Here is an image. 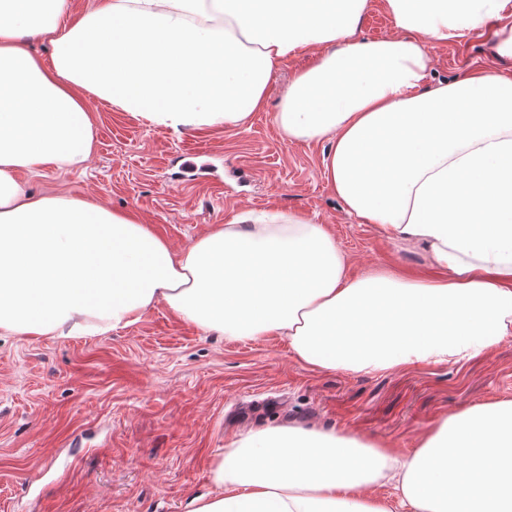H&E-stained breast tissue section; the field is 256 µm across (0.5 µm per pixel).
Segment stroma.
Instances as JSON below:
<instances>
[{
    "mask_svg": "<svg viewBox=\"0 0 512 512\" xmlns=\"http://www.w3.org/2000/svg\"><path fill=\"white\" fill-rule=\"evenodd\" d=\"M427 50L431 85L485 70L512 76V59L485 33ZM318 54L306 49L273 75L265 111L241 128L176 134L89 100L97 143L88 161L19 178L42 195L134 209L177 252L216 225L282 212L325 225L351 276L430 274L420 245L360 223L333 194L328 142L291 141L278 128L283 89ZM185 153L198 154L208 177L183 173ZM507 396L511 336L464 363L364 375L304 369L286 337L228 340L162 303L104 335L0 334V512H185L242 432L288 422L353 429L408 454L441 414Z\"/></svg>",
    "mask_w": 512,
    "mask_h": 512,
    "instance_id": "stroma-1",
    "label": "stroma"
}]
</instances>
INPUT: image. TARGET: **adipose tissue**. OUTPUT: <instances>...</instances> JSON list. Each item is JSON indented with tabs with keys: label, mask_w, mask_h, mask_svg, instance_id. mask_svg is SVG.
I'll return each instance as SVG.
<instances>
[{
	"label": "adipose tissue",
	"mask_w": 512,
	"mask_h": 512,
	"mask_svg": "<svg viewBox=\"0 0 512 512\" xmlns=\"http://www.w3.org/2000/svg\"><path fill=\"white\" fill-rule=\"evenodd\" d=\"M511 1L383 0L396 35L359 41L368 0H99L75 17L70 0H0V331L99 335L162 303L230 339L286 337L316 371L492 353L512 336V77L427 86V46L489 30L512 57V24L489 28ZM313 46L279 129L330 142L331 191L421 245L437 277H350L333 235L300 214L220 224L176 255L134 210L17 179L88 159L91 99L175 133L243 126ZM210 475L186 512H512V398L440 415L405 457L355 430L265 427L229 441Z\"/></svg>",
	"instance_id": "ef3b65f1"
}]
</instances>
